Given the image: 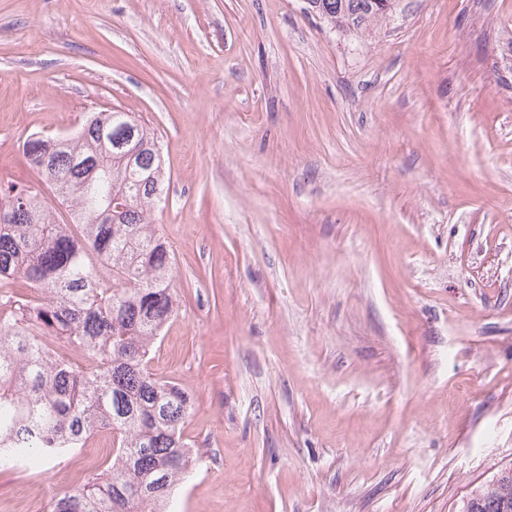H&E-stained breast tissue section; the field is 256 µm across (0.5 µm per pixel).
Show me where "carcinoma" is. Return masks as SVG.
<instances>
[{
  "instance_id": "1",
  "label": "carcinoma",
  "mask_w": 512,
  "mask_h": 512,
  "mask_svg": "<svg viewBox=\"0 0 512 512\" xmlns=\"http://www.w3.org/2000/svg\"><path fill=\"white\" fill-rule=\"evenodd\" d=\"M395 2L315 0L344 33L387 18ZM131 143L138 153L127 160ZM26 149L70 221L30 191L0 190V462L60 456L105 434L117 449L57 493L50 512H166L196 456L182 436L191 396L147 368L179 308L173 255L151 220L163 193L159 137L129 112H94L70 144L34 138ZM119 194L129 206L114 215ZM17 281L37 297L17 296ZM54 344L81 359L54 357ZM460 512H512V468Z\"/></svg>"
}]
</instances>
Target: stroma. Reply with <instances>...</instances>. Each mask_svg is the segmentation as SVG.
I'll list each match as a JSON object with an SVG mask.
<instances>
[{"mask_svg":"<svg viewBox=\"0 0 512 512\" xmlns=\"http://www.w3.org/2000/svg\"><path fill=\"white\" fill-rule=\"evenodd\" d=\"M119 108L162 143L177 314L148 363L194 401L169 512H458L512 467V0H0V187ZM104 437L0 465L49 507ZM327 11L325 22L344 33L358 32L392 14L396 0H311ZM340 2V7H339ZM337 5V7H336ZM331 7V9H329Z\"/></svg>","mask_w":512,"mask_h":512,"instance_id":"obj_1","label":"stroma"}]
</instances>
